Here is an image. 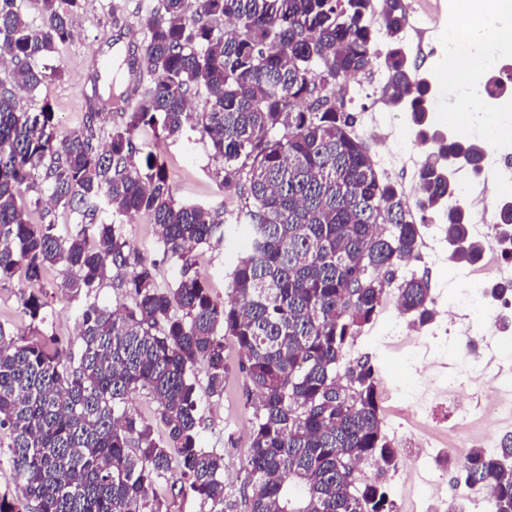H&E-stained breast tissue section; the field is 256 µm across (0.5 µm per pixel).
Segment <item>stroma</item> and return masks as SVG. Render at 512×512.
<instances>
[{"label":"stroma","mask_w":512,"mask_h":512,"mask_svg":"<svg viewBox=\"0 0 512 512\" xmlns=\"http://www.w3.org/2000/svg\"><path fill=\"white\" fill-rule=\"evenodd\" d=\"M463 0H440L442 9L428 24L433 32L425 42H418L411 28H404L401 44L412 66L430 85L429 119L433 129L447 137H462L484 144L485 165H496L503 149L502 139L487 140L481 128L456 124L449 112L458 109L467 96L466 83L449 87L445 78L448 68V35L458 30ZM158 0H80L71 17L72 36L56 52L37 60L36 65L47 79L28 98L31 109L50 106L55 114L59 134L82 128L85 120L81 89L86 81V66L116 31V22L138 25L140 18L154 10ZM386 72L379 60L369 72L351 80L345 98L354 111L353 132L361 138L378 174L394 182L406 199L414 218L420 219L419 257L397 267L395 276L413 273L427 278L436 313L415 335H396V327L408 323L396 305L397 290L387 285L381 310L347 348L348 360H369L379 371V405L383 432L401 456H409L428 438L435 448H452L457 455L469 449L496 451L501 439L512 434V419L488 425L476 422L469 430L456 428L454 402L445 394L413 408L411 400L421 385L441 388L448 377H455L462 398L480 399L485 388L476 361L459 349L461 337L486 339L490 346L486 356H494L495 341H512V310L492 316V302L482 289L472 287V279L493 280L503 270L512 269V256H506L495 241L497 228L486 223L476 237L484 246L482 262L468 268L452 261L448 243L442 237L440 222L434 214H422L412 194L417 173L428 159L432 146L417 134L405 104H392L381 89ZM153 150L164 162L177 203L213 206L223 204L234 209L235 190L221 189L223 162L216 159L208 142L193 131L153 142ZM123 233L146 262L155 266L158 283L171 282L178 274L173 261L164 260L157 231L146 215L122 217ZM241 243L240 238L198 246L193 252L192 272L206 281L215 297H224L230 272ZM64 277L51 269L44 281L47 305L43 321L33 323L22 312L23 288L18 283L0 285V327L14 336H31L42 332L56 336L64 350H77L80 340L75 311L92 300L110 308H124L131 300L103 284L92 296L75 295L62 288ZM240 354L232 340L224 342L226 381L222 396L209 395L204 370H196V384L201 396L203 422L200 431L202 448L224 456V484L234 503L232 512H247L243 496L245 472L243 462L250 447L251 409L247 404L245 378L239 369ZM369 483L387 491L395 512H407L410 501H417L420 512H455L464 506L469 487L458 481L455 469H447L442 485L432 495H424L411 474L372 468Z\"/></svg>","instance_id":"1"}]
</instances>
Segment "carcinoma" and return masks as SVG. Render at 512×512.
Segmentation results:
<instances>
[{
  "mask_svg": "<svg viewBox=\"0 0 512 512\" xmlns=\"http://www.w3.org/2000/svg\"><path fill=\"white\" fill-rule=\"evenodd\" d=\"M33 28L17 0H0V56L14 85L0 84V283L30 288L23 313L43 321L44 280L56 266L63 287L91 295L112 277L132 306L87 303L78 313L80 346L62 356L58 339L11 336L0 326V434L8 440V480L20 496L0 512H163L154 486L177 469L189 490L226 512L224 456L201 447L200 397L192 379L206 366L208 393H224L223 334L242 354L252 404L245 459L249 512H392L382 488L360 484L350 464L373 459L397 470L400 454L382 432L377 373L344 350L382 306L386 276L419 258V229L396 185L374 169L355 114L336 87L371 66L379 34L391 39L382 95L407 100L437 158L417 174L423 212L445 209L452 259L472 265L483 244L471 233L460 187L448 169L481 167L485 148L430 129V85L401 45L405 0H386L381 29L371 0H158L142 19L143 63L153 86L143 106L122 113L108 144L96 143L99 113L84 129L58 135L47 106L33 111L20 91L46 79L35 61L70 36L79 0H36ZM230 28L220 32L213 22ZM205 92L209 108L189 102ZM95 96L114 107L125 93L102 75ZM224 162L221 185L240 188L228 220L215 207L176 202L160 157L142 152L185 127ZM140 160H135V156ZM61 204L82 216L67 234L28 212ZM145 213L158 227L176 280L153 269L102 217ZM246 225V244L229 273L226 298L191 274L197 246L224 237V223ZM428 280L411 275L397 307L421 326L433 316ZM145 391L158 404L162 432L121 408ZM469 488L492 490L489 512H512V436L489 454L471 448L457 463Z\"/></svg>",
  "mask_w": 512,
  "mask_h": 512,
  "instance_id": "1",
  "label": "carcinoma"
}]
</instances>
